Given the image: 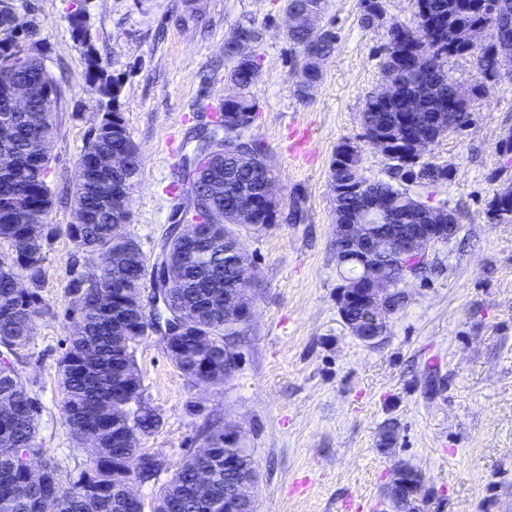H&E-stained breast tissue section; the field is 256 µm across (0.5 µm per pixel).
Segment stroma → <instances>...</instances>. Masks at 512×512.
<instances>
[{
	"instance_id": "1",
	"label": "stroma",
	"mask_w": 512,
	"mask_h": 512,
	"mask_svg": "<svg viewBox=\"0 0 512 512\" xmlns=\"http://www.w3.org/2000/svg\"><path fill=\"white\" fill-rule=\"evenodd\" d=\"M34 14L60 81L53 103L58 134L47 176L55 195L50 223L73 221L78 158L97 122L98 94L85 74L69 17L84 9L101 65L122 76V110L141 160L128 232L153 258L172 211L175 174L195 129L233 88L224 79V39L250 24L259 107L253 133L267 147L279 186L281 219L239 227L252 262L253 311L238 342L236 372L219 387L195 384L168 357L158 335L136 347L146 402L162 427L141 448L178 463L199 448L203 416L238 430L257 474L256 512H389L396 467L418 470L431 493L426 512H512V224L487 223L493 192L512 187V81L473 107L472 123L433 143L422 159L453 169L445 186L420 189L431 206L458 210L451 242L430 250L442 271L410 281L403 310L377 346L352 336L336 293L334 195L329 165L343 141L362 143L361 112L382 86L383 28L358 22V0H325L323 21L336 49L309 101L295 93L299 59L285 36V0H201L197 23L179 18L184 0H19ZM301 208L290 223L286 213ZM73 245L61 232L46 252L42 296L65 301ZM73 332L63 316L35 322L26 376L46 412L42 435L68 469L88 467L59 415L57 361ZM445 379L436 394L426 379ZM397 425L393 442L383 426Z\"/></svg>"
}]
</instances>
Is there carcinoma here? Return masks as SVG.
Listing matches in <instances>:
<instances>
[{
	"instance_id": "1",
	"label": "carcinoma",
	"mask_w": 512,
	"mask_h": 512,
	"mask_svg": "<svg viewBox=\"0 0 512 512\" xmlns=\"http://www.w3.org/2000/svg\"><path fill=\"white\" fill-rule=\"evenodd\" d=\"M421 1L426 2L434 26L422 24L420 35L415 37L407 25L388 21V44L381 68L394 94L386 101L369 96L361 112L366 143L371 146L378 138L385 140L388 179L366 176L361 167V146L350 141L340 143L330 164L331 178L347 188L334 198L338 223H367L359 199L374 197L381 207L378 223L393 225L394 233L400 232L404 222L426 224L434 207L422 201L416 189L452 181L453 172L448 167L417 159L411 145L419 135L435 142L448 135V126L433 120L439 112L454 118L456 131L472 122V112L454 99L456 80L447 69L448 60L463 58L472 50L453 43L450 30L457 22H481L486 0H415ZM256 35L254 27L240 24L224 39V60L229 62L225 78L239 86L237 96L224 101V110L238 113L239 120L222 129L205 128L195 134L192 154L182 162L195 191L189 194L188 205L174 211L176 220L158 257L178 253L179 216L194 212L199 213L196 220L219 247L174 267L167 293L150 296V300L158 301L156 320L135 317L122 327L120 335L132 342L130 346L118 343L112 333V316L99 313L97 299L113 297L120 306L126 297L124 289L141 288L146 281L147 258L139 244L129 233L118 235L114 231V226L125 224L129 216L127 210L115 212L120 204L114 197L115 189L130 197L139 168L127 170L118 183L92 176L75 183L72 202L81 214V223L65 228L75 255L63 316L79 321L86 333L67 337L58 359L60 419L80 447L92 438L110 442L114 434L124 443L116 450L106 448L104 454L93 458L90 467L72 475L45 447L41 432L44 407L34 382L21 367L36 320L55 315L41 289L46 278V248L59 232L58 226L49 223L54 195L47 181L57 123L49 110L29 114L12 111L7 87L9 83H24L38 96L49 90L57 97L60 84L45 64L36 18L21 14L16 0H0V126L12 129L10 136H0V243L7 246V251L0 252V512H45L49 500L54 502V512H142L140 504L130 503L112 490L122 487L131 476L154 486L164 472L169 476L155 493L154 512H235L224 508L225 489L238 483L255 484L250 464L235 480L225 482L224 455L235 454L238 447L224 440V423L219 420L208 417L203 424L205 463L212 473L211 488L205 495L197 491L191 463L183 459L171 470L163 458L140 448V439L162 426V416L144 400L133 343L150 332H174L180 327L181 335L172 342L180 350L178 369L194 383L224 384V344L243 335L246 326L224 315V282H233L240 275V267L224 261L220 247L224 234H236L235 225L224 223V216L242 205L235 191L237 185L246 184L259 197L266 178L274 177L264 144L251 134L257 103L247 80L250 60L241 57L242 42L254 43ZM497 37V31L490 29L479 47L478 77L472 86L475 96L501 82ZM287 38L309 79V88L297 85L296 95L308 100L322 82L324 61L334 51L338 36L325 24L299 27ZM93 52L97 49L83 51L82 59L87 78L99 94L98 122L80 154V164L89 163L100 150L112 148V117L125 119L123 113L112 112V87L117 85V77L101 66L99 57L91 56ZM34 138L43 143L37 154L30 152ZM216 139L224 140V157L205 166L195 164L197 156ZM243 148L254 151L255 162L247 165L240 160L237 152ZM217 183L229 187L224 195L213 197L209 188ZM402 213L408 220L398 219ZM485 217L490 224H512V193L496 192L486 204ZM119 248L127 250L120 280L112 278L110 269L92 277L78 271L96 254ZM406 266L409 277L424 275L427 253L408 258ZM19 281L25 287H16ZM186 311L196 314V322L177 324L178 314ZM112 406L121 409L122 416L112 417ZM35 454L43 458L44 471L37 482L30 483L25 461ZM397 480L412 486L419 503L394 500V512L424 507L427 495L422 475L404 468Z\"/></svg>"
}]
</instances>
